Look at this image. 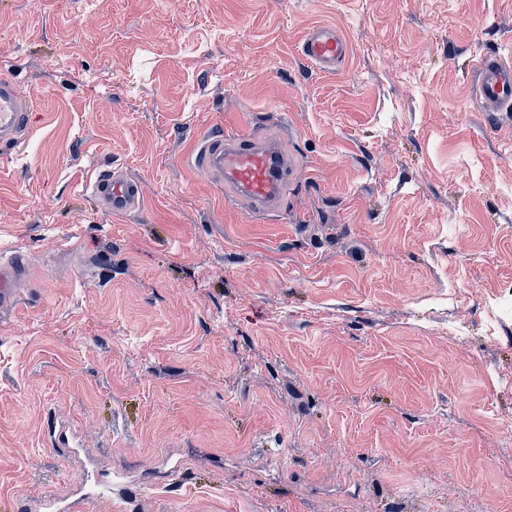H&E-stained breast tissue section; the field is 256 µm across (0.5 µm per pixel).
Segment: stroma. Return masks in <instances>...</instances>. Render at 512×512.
Returning a JSON list of instances; mask_svg holds the SVG:
<instances>
[{
    "label": "stroma",
    "instance_id": "stroma-1",
    "mask_svg": "<svg viewBox=\"0 0 512 512\" xmlns=\"http://www.w3.org/2000/svg\"><path fill=\"white\" fill-rule=\"evenodd\" d=\"M318 23L333 74L299 52ZM500 50L512 0H0L31 106L0 149L28 268L0 512H512V122L471 73ZM256 130L300 169L253 219L185 158ZM301 54L323 73H336L348 56V44L340 29L322 24L309 29L300 42ZM92 194L112 216L124 218L137 212L142 204L139 182L122 171H107L95 181Z\"/></svg>",
    "mask_w": 512,
    "mask_h": 512
}]
</instances>
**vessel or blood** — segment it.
<instances>
[{"label": "vessel or blood", "mask_w": 512, "mask_h": 512, "mask_svg": "<svg viewBox=\"0 0 512 512\" xmlns=\"http://www.w3.org/2000/svg\"><path fill=\"white\" fill-rule=\"evenodd\" d=\"M301 54L320 71L331 74L344 65L348 44L340 29L322 24L309 29L300 42ZM473 99L493 121L512 117V57L484 54L473 61ZM29 127V105L14 80L0 73V145L16 146ZM190 162L229 189L234 201L246 203L250 213H276L286 205L289 183L299 168L279 141L261 132L248 135L209 136L197 143ZM102 207L123 218L142 204L139 182L123 172L101 174L92 188ZM24 267L0 258V309L16 301Z\"/></svg>", "instance_id": "vessel-or-blood-1"}]
</instances>
